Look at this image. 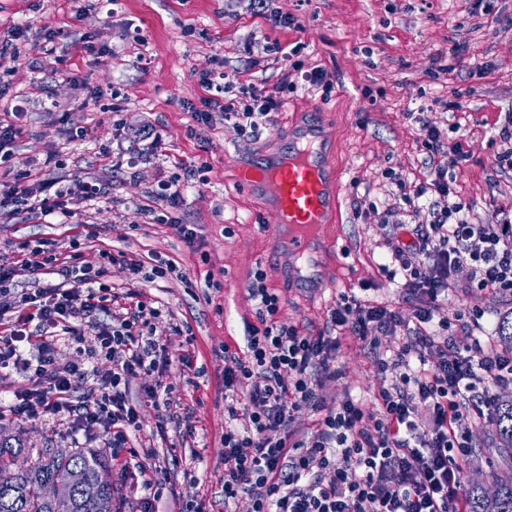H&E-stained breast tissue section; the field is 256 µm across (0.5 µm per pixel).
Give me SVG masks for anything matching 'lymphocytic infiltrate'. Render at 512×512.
Masks as SVG:
<instances>
[{
  "label": "lymphocytic infiltrate",
  "mask_w": 512,
  "mask_h": 512,
  "mask_svg": "<svg viewBox=\"0 0 512 512\" xmlns=\"http://www.w3.org/2000/svg\"><path fill=\"white\" fill-rule=\"evenodd\" d=\"M200 100H185L199 137L218 109L239 134L252 136L273 125L286 101L281 92L252 84L226 98L224 71L203 70ZM423 133L428 180L413 195L432 194L425 223L403 229L391 225L383 246L393 275L399 276L402 307L342 294L328 311L326 328L304 334L278 320L279 296L255 269L247 286L255 303L244 349H225L224 502L233 512H469L464 464L474 452L471 431L498 417L497 389L512 386V350L472 335L449 336L453 323L478 327L481 311L446 315L448 295L458 288L512 296V220L492 217L472 223L453 203L449 168L468 153L461 143L439 159L441 132L417 115ZM208 164L186 176L157 174L158 206H145L149 221L170 228L192 252L203 239L195 225L182 223L186 179L204 177ZM109 185L100 180L45 182L32 172L0 181V209L43 219L73 217L75 208L94 205ZM22 266L0 263V374H22L6 410L14 419L37 421L60 415L85 445L125 448L133 458L151 457L133 448L140 412L129 385L142 388L158 416L156 434L166 437L173 387L164 376L169 349L155 336L161 310L137 301L124 310L103 277L118 265L128 284L179 276L173 260L139 259L126 252L100 251V263L87 264L80 250L59 252L45 239L18 245ZM27 282H20V270ZM404 332L393 354L380 352V339ZM369 340L374 367L383 384L372 403L345 398L325 406L318 394L338 379L336 358L343 338ZM68 338L74 353L62 357L56 344ZM85 400L74 394L84 382ZM319 411L314 431L298 435L291 425L302 409Z\"/></svg>",
  "instance_id": "lymphocytic-infiltrate-1"
}]
</instances>
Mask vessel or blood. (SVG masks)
<instances>
[{"instance_id":"1","label":"vessel or blood","mask_w":512,"mask_h":512,"mask_svg":"<svg viewBox=\"0 0 512 512\" xmlns=\"http://www.w3.org/2000/svg\"><path fill=\"white\" fill-rule=\"evenodd\" d=\"M274 133L287 140V150L240 168L237 178L265 200L277 224L289 229L293 268L298 280L310 285L318 267L314 244L337 217L339 172L321 126L293 122Z\"/></svg>"}]
</instances>
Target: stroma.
Here are the masks:
<instances>
[{
    "label": "stroma",
    "instance_id": "35a3bbf8",
    "mask_svg": "<svg viewBox=\"0 0 512 512\" xmlns=\"http://www.w3.org/2000/svg\"><path fill=\"white\" fill-rule=\"evenodd\" d=\"M292 14L297 24L279 25ZM26 26L30 56L39 69L20 65L0 72V120L22 106L23 133L0 171L16 173L42 164V178H99L109 182L110 195L80 209L65 222L48 224L26 214H0V256L12 255L15 243L51 238L60 250L82 242L87 262L103 248L140 257L156 254L175 259L183 279L141 282L136 296L164 304L157 324L160 339L171 340L166 375L174 390L167 439L154 435L156 412L142 409V426L128 447L151 448L166 472L163 484L145 488L128 467V448H106L112 479L124 505L139 512L153 497L157 512H177L183 502L202 504L205 512H224V362L225 344L243 345L254 311L246 298L249 273L269 266L279 243L264 201L235 180L237 167L262 153L279 150L271 128L242 138L223 112H213L205 144L187 138L193 123L182 102L202 96L197 72L223 67L235 82L266 87L278 84L282 64L272 44L302 42L298 59L304 68L321 67L330 74V92L305 85L293 73L286 112L278 122L295 117L321 125L341 171L338 220L331 235L329 283L323 288H290L270 280L282 300V317L303 330L325 329L327 311L339 294H364L377 302L399 299L397 285L385 272L379 244L390 224H419L426 213H414L403 198L402 185L425 182V150L412 112L424 111L437 126L443 146L462 142L468 161L449 170L456 200L476 221L491 214H512V169L494 160L503 151L494 121L512 113V0H494L491 8L475 0H267L258 13L253 0H0V40L12 25ZM59 38L44 42V26ZM111 48V56L92 62L83 40ZM65 63H58V56ZM97 99H90V88ZM119 114H112V107ZM126 132L154 127L165 143L163 153L142 151L132 167L112 171L101 161L103 151L120 152L114 119ZM60 166H44L47 155ZM210 172L205 184L189 189L182 210L184 223L197 225L204 256H197L162 224L146 223L143 206L152 202L157 171L183 173L198 159ZM97 227L86 238L85 225ZM217 287H208V280ZM478 305L487 315L484 330L497 331L512 302L488 292L450 293L449 311ZM187 325L191 340L171 329ZM367 343L347 337L336 359L342 371L320 395L326 406L344 396L371 402L382 381ZM0 433L24 442L30 455L44 448L74 446L67 421L28 422L7 418ZM477 450L464 466L466 485L493 490L502 470L490 460L498 446L496 426L486 422L473 431ZM198 480L184 481V471Z\"/></svg>",
    "mask_w": 512,
    "mask_h": 512
}]
</instances>
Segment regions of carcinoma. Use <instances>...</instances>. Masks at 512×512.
<instances>
[{
    "instance_id": "carcinoma-1",
    "label": "carcinoma",
    "mask_w": 512,
    "mask_h": 512,
    "mask_svg": "<svg viewBox=\"0 0 512 512\" xmlns=\"http://www.w3.org/2000/svg\"><path fill=\"white\" fill-rule=\"evenodd\" d=\"M500 462L512 470V399L502 401L497 418ZM22 445L0 442V512H78L77 499L97 494L115 501L114 512H121L118 488L103 484L99 474L107 469L105 458L83 449L46 448L32 465H23ZM80 468L84 480L71 498L52 500L43 496L45 485L65 479L71 470ZM470 512H512V478L497 484L491 495L478 486L468 492Z\"/></svg>"
}]
</instances>
